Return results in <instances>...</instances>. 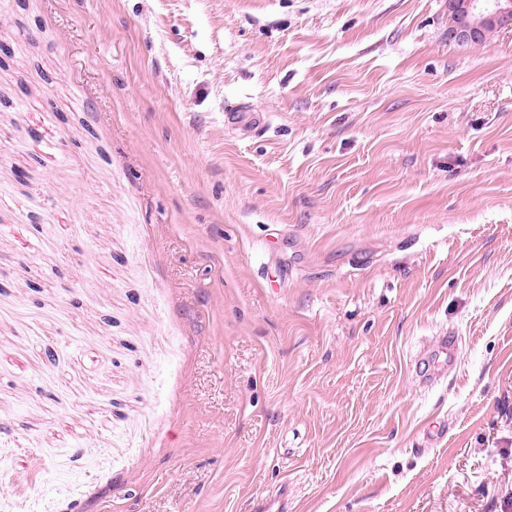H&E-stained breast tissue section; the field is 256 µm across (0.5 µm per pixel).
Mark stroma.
Returning <instances> with one entry per match:
<instances>
[{
    "label": "stroma",
    "mask_w": 512,
    "mask_h": 512,
    "mask_svg": "<svg viewBox=\"0 0 512 512\" xmlns=\"http://www.w3.org/2000/svg\"><path fill=\"white\" fill-rule=\"evenodd\" d=\"M0 47V512H512V31L0 0Z\"/></svg>",
    "instance_id": "1"
}]
</instances>
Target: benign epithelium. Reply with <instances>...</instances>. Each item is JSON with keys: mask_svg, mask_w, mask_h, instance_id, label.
<instances>
[{"mask_svg": "<svg viewBox=\"0 0 512 512\" xmlns=\"http://www.w3.org/2000/svg\"><path fill=\"white\" fill-rule=\"evenodd\" d=\"M448 39L461 45L493 31L512 30V0H448Z\"/></svg>", "mask_w": 512, "mask_h": 512, "instance_id": "1", "label": "benign epithelium"}]
</instances>
